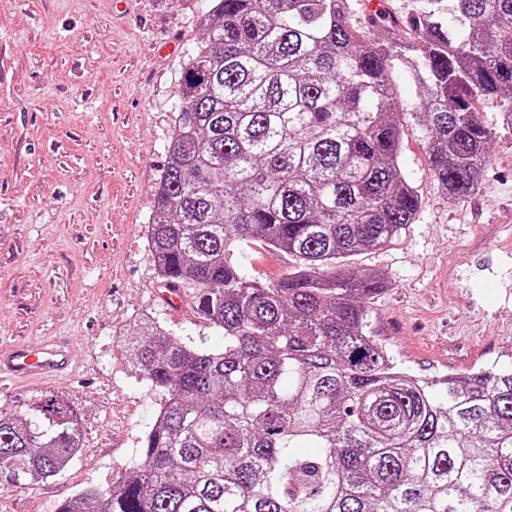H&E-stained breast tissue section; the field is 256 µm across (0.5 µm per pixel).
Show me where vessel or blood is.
<instances>
[{
  "mask_svg": "<svg viewBox=\"0 0 512 512\" xmlns=\"http://www.w3.org/2000/svg\"><path fill=\"white\" fill-rule=\"evenodd\" d=\"M156 296L167 312L177 313L186 304L181 286L163 287ZM70 367L67 344L46 340L27 347H13L0 351V379L13 377L52 378Z\"/></svg>",
  "mask_w": 512,
  "mask_h": 512,
  "instance_id": "b4317fda",
  "label": "vessel or blood"
}]
</instances>
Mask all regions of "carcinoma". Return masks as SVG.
Here are the masks:
<instances>
[{"label":"carcinoma","mask_w":512,"mask_h":512,"mask_svg":"<svg viewBox=\"0 0 512 512\" xmlns=\"http://www.w3.org/2000/svg\"><path fill=\"white\" fill-rule=\"evenodd\" d=\"M357 6L209 0L147 243L224 345L130 324L134 372L164 396L141 460L55 512H512V367L442 383L401 369L371 323L388 276L347 265L422 206L401 165L407 115L438 188L479 191L496 131L512 130V0H408L402 27L375 22L381 39ZM248 242L294 266L244 276ZM80 448L61 399L0 409V489L59 475Z\"/></svg>","instance_id":"obj_1"}]
</instances>
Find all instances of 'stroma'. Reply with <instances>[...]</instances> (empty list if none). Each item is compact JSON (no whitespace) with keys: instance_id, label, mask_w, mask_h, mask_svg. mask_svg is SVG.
Masks as SVG:
<instances>
[{"instance_id":"1","label":"stroma","mask_w":512,"mask_h":512,"mask_svg":"<svg viewBox=\"0 0 512 512\" xmlns=\"http://www.w3.org/2000/svg\"><path fill=\"white\" fill-rule=\"evenodd\" d=\"M206 0H0V350L67 339L55 380L0 386V409L44 394L81 419L83 448L60 476L0 490V512H53L79 489L111 488L138 458L160 397L114 344L148 313L223 343L196 308L178 316L144 237L168 160L183 61ZM402 163L422 194L414 224L353 269L385 273L372 324L397 364L423 379L512 363V132L496 135L481 190L449 200L408 125ZM286 254L249 245L245 275L277 280Z\"/></svg>"}]
</instances>
